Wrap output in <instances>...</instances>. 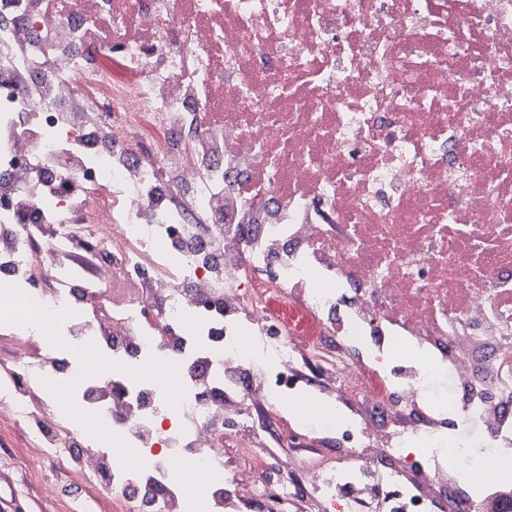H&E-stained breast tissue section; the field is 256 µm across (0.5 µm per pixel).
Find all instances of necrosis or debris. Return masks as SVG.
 Returning <instances> with one entry per match:
<instances>
[{
	"instance_id": "4bbe7bcc",
	"label": "necrosis or debris",
	"mask_w": 512,
	"mask_h": 512,
	"mask_svg": "<svg viewBox=\"0 0 512 512\" xmlns=\"http://www.w3.org/2000/svg\"><path fill=\"white\" fill-rule=\"evenodd\" d=\"M49 2L0 0L28 44L0 75L47 78L0 82V406L31 468L120 512H512V0ZM218 211L216 263L186 230ZM328 376L355 411L307 401ZM268 310L288 323V327L297 336L309 337L317 332L314 318L301 304L273 298L268 303Z\"/></svg>"
}]
</instances>
